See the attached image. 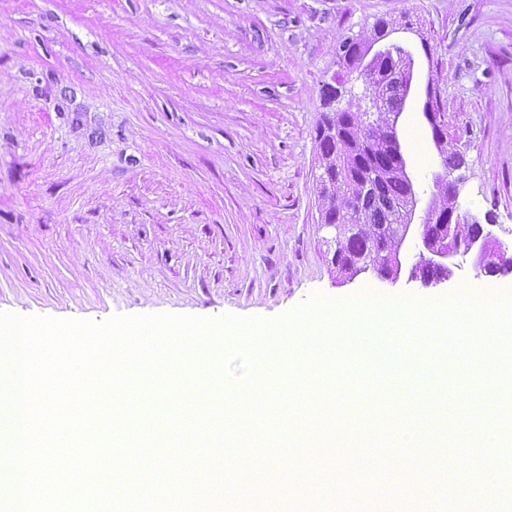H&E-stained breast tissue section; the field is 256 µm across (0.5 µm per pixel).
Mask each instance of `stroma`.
Listing matches in <instances>:
<instances>
[{"label": "stroma", "instance_id": "1", "mask_svg": "<svg viewBox=\"0 0 512 512\" xmlns=\"http://www.w3.org/2000/svg\"><path fill=\"white\" fill-rule=\"evenodd\" d=\"M413 59L397 134L426 208L434 90L458 207L512 251V0H0V313L275 318L373 288L512 290L463 258L423 285L331 263L316 128L347 37Z\"/></svg>", "mask_w": 512, "mask_h": 512}]
</instances>
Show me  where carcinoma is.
<instances>
[{
  "mask_svg": "<svg viewBox=\"0 0 512 512\" xmlns=\"http://www.w3.org/2000/svg\"><path fill=\"white\" fill-rule=\"evenodd\" d=\"M368 45L363 40L351 44L343 40L340 47L347 48L340 56L343 66L349 71L358 69ZM396 66L392 58L378 66L375 84L382 89L384 109L377 112L376 129L369 138L363 133L359 108L351 105L337 111L330 90L321 88L322 124L328 131L316 141L321 165L330 168L335 179L332 203L322 221L355 229L354 234L337 238L341 261L336 271L349 278L353 277L350 267L355 259L369 250L373 253L372 270L380 277L390 272L389 263L399 246L395 225L401 223L403 210L415 196L413 186L396 175L403 160L400 142L394 143L382 133L387 127L386 114L404 111L407 88L394 76ZM432 137L442 157L443 173L435 178L436 191L430 200L437 217L426 230L456 239L476 237L483 231L482 224L462 219L457 205L459 191L452 173L459 166V153L448 140H437V131H432Z\"/></svg>",
  "mask_w": 512,
  "mask_h": 512,
  "instance_id": "carcinoma-1",
  "label": "carcinoma"
}]
</instances>
